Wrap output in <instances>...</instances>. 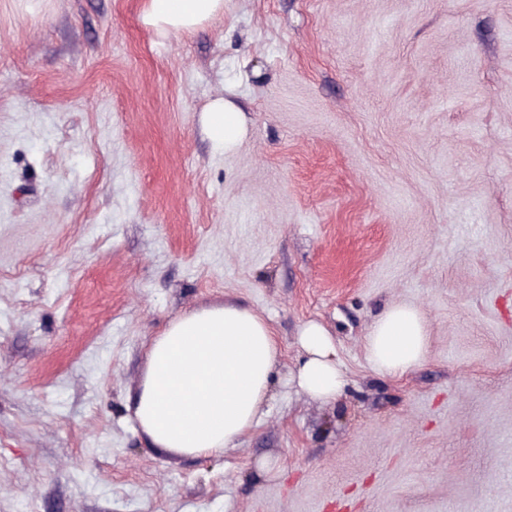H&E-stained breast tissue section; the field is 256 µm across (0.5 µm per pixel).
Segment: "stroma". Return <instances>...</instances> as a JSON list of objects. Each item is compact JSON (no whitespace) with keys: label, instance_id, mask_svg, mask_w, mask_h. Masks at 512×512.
<instances>
[{"label":"stroma","instance_id":"obj_1","mask_svg":"<svg viewBox=\"0 0 512 512\" xmlns=\"http://www.w3.org/2000/svg\"><path fill=\"white\" fill-rule=\"evenodd\" d=\"M0 0V512H512V0ZM248 133L215 151L202 114ZM244 305L280 348L235 447L134 419L174 318ZM418 308L424 362L365 340ZM332 333L343 394L288 387ZM223 13V0H146L141 21L157 32L192 31ZM202 121L213 146L224 153L234 151L247 135L244 112L227 98L213 100L203 112ZM427 345L422 313L411 306L393 305L371 327L365 350L374 372L400 377L423 362Z\"/></svg>","mask_w":512,"mask_h":512}]
</instances>
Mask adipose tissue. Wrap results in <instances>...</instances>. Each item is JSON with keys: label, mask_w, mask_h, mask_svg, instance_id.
Masks as SVG:
<instances>
[{"label": "adipose tissue", "mask_w": 512, "mask_h": 512, "mask_svg": "<svg viewBox=\"0 0 512 512\" xmlns=\"http://www.w3.org/2000/svg\"><path fill=\"white\" fill-rule=\"evenodd\" d=\"M224 12V0H146L143 25L158 32L191 31ZM216 149L234 151L245 139V115L232 100H213L202 116ZM304 356L291 374L300 392L329 401L346 376L321 323L298 336ZM427 326L414 307L394 305L373 324L365 342L374 372L400 377L426 357ZM279 347L270 323L249 308L227 303L196 308L172 320L152 341L135 399V417L151 442L181 455L234 447L266 414L273 398Z\"/></svg>", "instance_id": "1"}]
</instances>
